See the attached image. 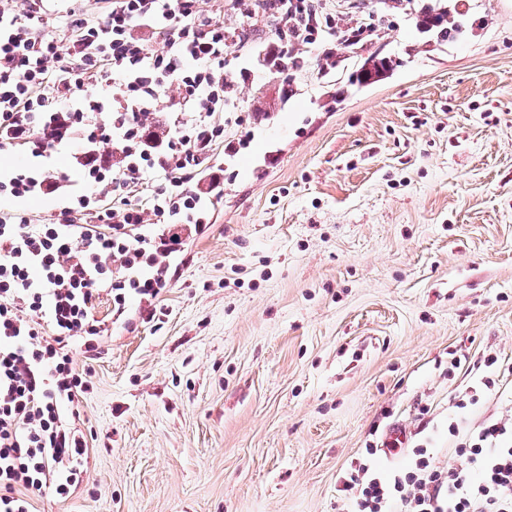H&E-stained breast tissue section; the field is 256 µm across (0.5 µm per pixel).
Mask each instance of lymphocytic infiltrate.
Returning a JSON list of instances; mask_svg holds the SVG:
<instances>
[{
	"label": "lymphocytic infiltrate",
	"instance_id": "lymphocytic-infiltrate-1",
	"mask_svg": "<svg viewBox=\"0 0 512 512\" xmlns=\"http://www.w3.org/2000/svg\"><path fill=\"white\" fill-rule=\"evenodd\" d=\"M0 0V153L27 151L33 170L0 174V199L62 195L42 223L0 216V512H34L35 496L71 497L84 481L87 435L78 428L86 370L113 317L136 302L140 322L157 316L177 274L186 237L204 235L224 192L223 153L240 84L265 69L319 77L337 52L379 38L383 15L342 12L328 0ZM267 40L251 39L257 18ZM455 394L449 464L430 448H406V467L384 473L367 458L344 476L351 512H512V416L470 422V407L494 391Z\"/></svg>",
	"mask_w": 512,
	"mask_h": 512
}]
</instances>
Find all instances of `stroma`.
<instances>
[{"mask_svg":"<svg viewBox=\"0 0 512 512\" xmlns=\"http://www.w3.org/2000/svg\"><path fill=\"white\" fill-rule=\"evenodd\" d=\"M470 17L242 89L229 133L253 139L161 323L74 355L86 475L36 512H349L340 478L391 424L447 464L448 401L479 378L453 356L496 354L512 396V0Z\"/></svg>","mask_w":512,"mask_h":512,"instance_id":"stroma-1","label":"stroma"}]
</instances>
